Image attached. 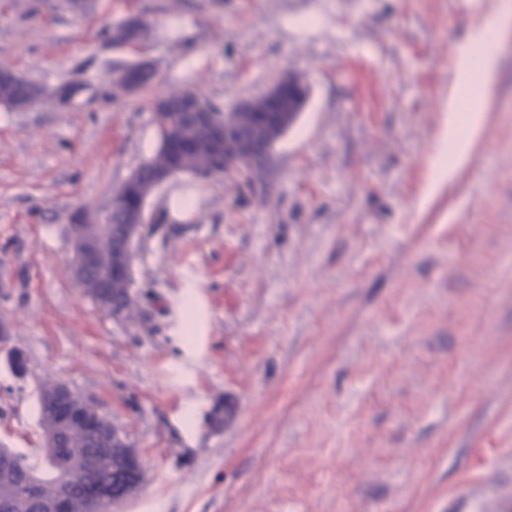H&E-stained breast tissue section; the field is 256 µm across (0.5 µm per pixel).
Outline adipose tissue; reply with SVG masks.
<instances>
[{
  "instance_id": "1",
  "label": "adipose tissue",
  "mask_w": 512,
  "mask_h": 512,
  "mask_svg": "<svg viewBox=\"0 0 512 512\" xmlns=\"http://www.w3.org/2000/svg\"><path fill=\"white\" fill-rule=\"evenodd\" d=\"M512 28V0H501L497 14L482 18L471 27L458 48L461 80L448 96V120L441 143L447 146L444 158L437 161L439 177L452 176L470 158L487 121L488 94L493 88L498 55L488 47L489 36Z\"/></svg>"
}]
</instances>
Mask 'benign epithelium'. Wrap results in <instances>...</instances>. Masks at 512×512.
Masks as SVG:
<instances>
[{
	"mask_svg": "<svg viewBox=\"0 0 512 512\" xmlns=\"http://www.w3.org/2000/svg\"><path fill=\"white\" fill-rule=\"evenodd\" d=\"M153 68L148 60L116 70V78L126 84L130 92L137 91L138 68ZM188 111L183 118L206 130L211 136L218 157L224 159V170L230 176L250 177L269 159L272 148H266L261 159H256L255 142L240 130L237 114L250 112L259 126L268 124L273 112L283 101H288V111L302 112L306 104V90L295 79L288 77L275 82L261 95L238 101L220 116L213 112L210 103L196 91H186ZM141 167H136L112 193V198L126 200L127 210L122 224L112 225V206L103 211H80L72 216V223L82 225L81 232L73 239V259L69 268L70 276L77 285L97 266V240L108 232L112 240V276H121L129 284L126 296L117 301L112 297L111 276L98 279L97 295L94 302L100 312L122 318V309L132 306L136 300L133 291L134 264L138 246L149 224L156 221V213L148 209L149 197L165 187L173 177L185 173L177 165L154 172L151 186L138 190ZM39 409L44 425L42 455L57 464L53 475L18 466V453L9 450L0 453V467L13 471V483L0 491V512H93L110 504L117 506L135 495L145 480L144 462L133 448L126 432L112 419L91 407L67 383L56 381L42 389ZM84 428L91 432L94 447L115 451L116 463L112 465V479L98 484L83 494H74L75 487L85 476L84 469L77 463H66L70 449L66 448V434Z\"/></svg>",
	"mask_w": 512,
	"mask_h": 512,
	"instance_id": "benign-epithelium-1",
	"label": "benign epithelium"
}]
</instances>
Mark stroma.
<instances>
[{"label":"stroma","instance_id":"stroma-1","mask_svg":"<svg viewBox=\"0 0 512 512\" xmlns=\"http://www.w3.org/2000/svg\"><path fill=\"white\" fill-rule=\"evenodd\" d=\"M500 0H0V64L67 105L0 106V448L62 380L146 475L119 512H512V32L478 146L429 189L456 57ZM138 49L105 29L128 15ZM150 60L151 89L113 84ZM308 90L252 183L174 178L131 318L71 279V218L157 140L151 100ZM234 415L225 419L224 405Z\"/></svg>","mask_w":512,"mask_h":512}]
</instances>
